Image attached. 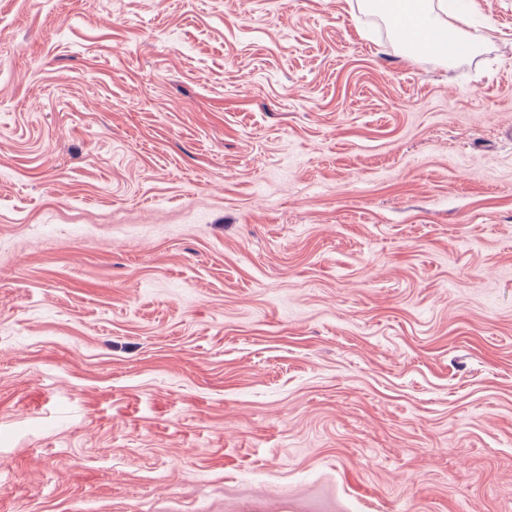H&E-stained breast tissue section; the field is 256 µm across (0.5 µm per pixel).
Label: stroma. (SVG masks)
<instances>
[{
    "label": "stroma",
    "instance_id": "obj_1",
    "mask_svg": "<svg viewBox=\"0 0 512 512\" xmlns=\"http://www.w3.org/2000/svg\"><path fill=\"white\" fill-rule=\"evenodd\" d=\"M0 0V512H512V0ZM390 25L404 54L448 63L477 50L465 30L467 15L447 0H363ZM394 7L389 9L388 4Z\"/></svg>",
    "mask_w": 512,
    "mask_h": 512
}]
</instances>
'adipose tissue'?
<instances>
[{"instance_id": "ef3b65f1", "label": "adipose tissue", "mask_w": 512, "mask_h": 512, "mask_svg": "<svg viewBox=\"0 0 512 512\" xmlns=\"http://www.w3.org/2000/svg\"><path fill=\"white\" fill-rule=\"evenodd\" d=\"M368 10L390 25L409 58L430 57L444 63L475 52L465 30L467 16L450 0H363Z\"/></svg>"}]
</instances>
